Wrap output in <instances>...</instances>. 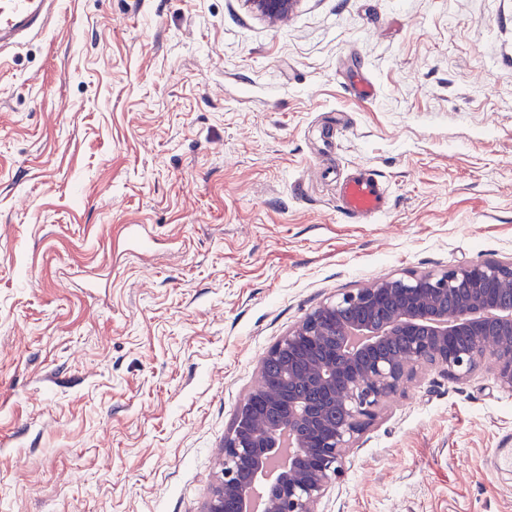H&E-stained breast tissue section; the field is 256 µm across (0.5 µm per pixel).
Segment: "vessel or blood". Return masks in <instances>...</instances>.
Listing matches in <instances>:
<instances>
[{"instance_id": "obj_1", "label": "vessel or blood", "mask_w": 512, "mask_h": 512, "mask_svg": "<svg viewBox=\"0 0 512 512\" xmlns=\"http://www.w3.org/2000/svg\"><path fill=\"white\" fill-rule=\"evenodd\" d=\"M56 0H0V53L43 33ZM338 208L346 216L375 218L388 208V194L377 179L354 175L340 187Z\"/></svg>"}]
</instances>
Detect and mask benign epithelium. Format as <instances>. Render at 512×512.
<instances>
[{
	"mask_svg": "<svg viewBox=\"0 0 512 512\" xmlns=\"http://www.w3.org/2000/svg\"><path fill=\"white\" fill-rule=\"evenodd\" d=\"M245 2L274 23L289 17L300 0ZM398 337L406 344L403 356L386 352ZM462 337L468 346L459 345ZM282 357L288 358L284 374L270 377L265 361ZM487 357L496 383L511 390V260L387 278L320 304L263 357L257 383L224 436V467L204 512H317L328 485L342 474L346 450L418 369L465 379ZM296 372L312 378L315 400L281 395ZM269 410L281 414V428L295 436L299 454L277 473L259 506L254 478L273 469L278 450V429L264 424Z\"/></svg>",
	"mask_w": 512,
	"mask_h": 512,
	"instance_id": "obj_1",
	"label": "benign epithelium"
}]
</instances>
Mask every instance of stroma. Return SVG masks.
Instances as JSON below:
<instances>
[{
	"mask_svg": "<svg viewBox=\"0 0 512 512\" xmlns=\"http://www.w3.org/2000/svg\"><path fill=\"white\" fill-rule=\"evenodd\" d=\"M356 171L385 215L340 213ZM489 258L512 260V0H300L278 23L59 0L0 54V512H202L307 313ZM511 443L490 371L423 369L318 512H512Z\"/></svg>",
	"mask_w": 512,
	"mask_h": 512,
	"instance_id": "1",
	"label": "stroma"
}]
</instances>
